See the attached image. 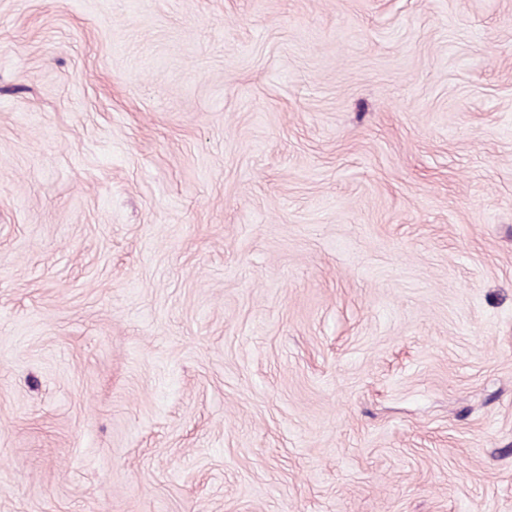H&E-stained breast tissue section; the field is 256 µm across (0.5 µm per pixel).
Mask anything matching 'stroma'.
Segmentation results:
<instances>
[{"label":"stroma","instance_id":"35a3bbf8","mask_svg":"<svg viewBox=\"0 0 512 512\" xmlns=\"http://www.w3.org/2000/svg\"><path fill=\"white\" fill-rule=\"evenodd\" d=\"M0 512H512V0H0Z\"/></svg>","mask_w":512,"mask_h":512}]
</instances>
